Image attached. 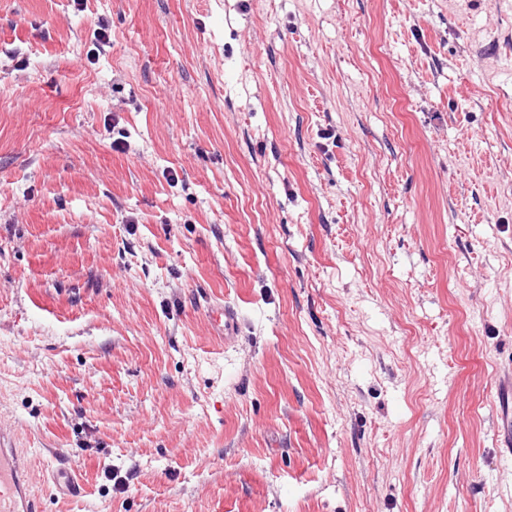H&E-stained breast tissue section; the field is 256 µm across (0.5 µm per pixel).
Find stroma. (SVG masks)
Listing matches in <instances>:
<instances>
[{"label":"stroma","mask_w":512,"mask_h":512,"mask_svg":"<svg viewBox=\"0 0 512 512\" xmlns=\"http://www.w3.org/2000/svg\"><path fill=\"white\" fill-rule=\"evenodd\" d=\"M510 69L512 0H0L45 512H512Z\"/></svg>","instance_id":"1"}]
</instances>
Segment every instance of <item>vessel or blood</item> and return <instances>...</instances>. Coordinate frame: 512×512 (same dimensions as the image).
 Returning a JSON list of instances; mask_svg holds the SVG:
<instances>
[{"instance_id": "1", "label": "vessel or blood", "mask_w": 512, "mask_h": 512, "mask_svg": "<svg viewBox=\"0 0 512 512\" xmlns=\"http://www.w3.org/2000/svg\"><path fill=\"white\" fill-rule=\"evenodd\" d=\"M0 512H43L30 492L29 470L10 433L0 430Z\"/></svg>"}]
</instances>
